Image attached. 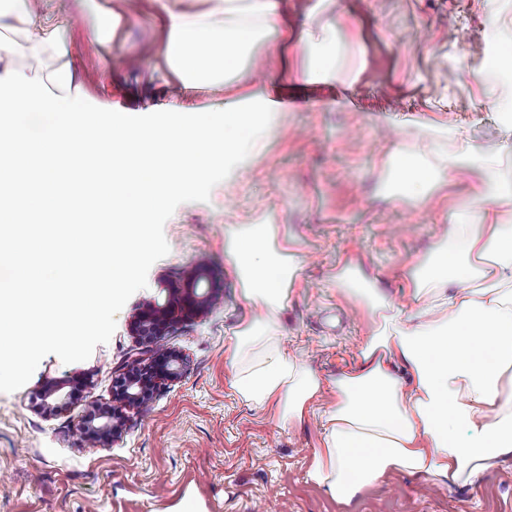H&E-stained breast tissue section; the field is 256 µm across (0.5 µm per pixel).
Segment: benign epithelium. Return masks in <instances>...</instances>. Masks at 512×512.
<instances>
[{"label": "benign epithelium", "instance_id": "obj_1", "mask_svg": "<svg viewBox=\"0 0 512 512\" xmlns=\"http://www.w3.org/2000/svg\"><path fill=\"white\" fill-rule=\"evenodd\" d=\"M209 280V267L205 262H196L187 272L185 287L168 289L167 299L163 303L146 302L137 319L133 323V333L147 337L148 343H157V337L164 336L180 322L199 316L216 305V297L206 291L197 293L198 285ZM159 377L151 385L146 386L134 377V372L128 373V381L120 400L128 407L136 410L144 409L151 403L153 393L167 380L180 376L184 357L174 351L164 348ZM76 430L84 439H92L100 448H107L120 432L119 422L115 415L100 411L82 418Z\"/></svg>", "mask_w": 512, "mask_h": 512}]
</instances>
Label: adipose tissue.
<instances>
[{
	"instance_id": "adipose-tissue-1",
	"label": "adipose tissue",
	"mask_w": 512,
	"mask_h": 512,
	"mask_svg": "<svg viewBox=\"0 0 512 512\" xmlns=\"http://www.w3.org/2000/svg\"><path fill=\"white\" fill-rule=\"evenodd\" d=\"M157 2L170 31L164 54L174 94L224 89L207 111L88 112L65 38L27 29L40 0H9L0 10V30L24 31L28 57L26 67L0 69V88L17 92L0 103V220L55 219L46 237L0 235V328L26 329L0 352L1 387L22 359L57 339L81 299L110 286L108 268L126 271L145 258V227L130 216L184 191L217 157L252 158L264 148L267 117L253 97L261 63L249 49L259 33L279 29L275 0H212L195 15L178 0ZM471 153L463 137L445 146L432 132L397 146L387 165L400 197H416L458 176L449 159ZM80 185L91 186L87 205L99 223H84L71 204ZM228 253L261 310L235 334L232 387L280 422H302L323 383L282 345L296 253L265 224L241 225ZM407 277L416 312L404 316L367 294L371 329L322 413L308 477L344 501L393 469L471 484L512 456V224L449 225ZM398 364L410 382L396 377Z\"/></svg>"
}]
</instances>
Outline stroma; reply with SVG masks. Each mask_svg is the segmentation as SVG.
I'll list each match as a JSON object with an SVG mask.
<instances>
[{
	"mask_svg": "<svg viewBox=\"0 0 512 512\" xmlns=\"http://www.w3.org/2000/svg\"><path fill=\"white\" fill-rule=\"evenodd\" d=\"M288 25L336 34V76L318 66L323 45L269 33L255 52L266 62L256 88L288 99L264 131L255 158L229 161L205 181L138 215L147 257L130 276L88 296L68 326L74 355L49 343L0 388V512H512V459L477 485L390 471L352 500L312 483L321 412L350 372L368 326L359 298L340 292L336 272L353 260L363 276L404 302V272L462 216L479 218L475 161L512 167V0H288ZM77 0H45L39 17L67 32L76 81L91 108L115 112H201L220 91L172 95L160 55L168 39L152 0L92 35ZM447 128L470 141L464 174L416 201H396L386 154L416 135ZM234 179L225 192V178ZM236 224H272L301 259L299 283L281 314L285 348L326 385L314 414L290 427L238 396L234 336L256 315L224 250ZM205 258L219 297L164 341L180 352L182 375L136 412L115 385L155 352L131 323L143 304ZM62 386L58 408L41 406ZM118 410L120 435L105 449L75 430L91 409Z\"/></svg>",
	"mask_w": 512,
	"mask_h": 512,
	"instance_id": "stroma-1",
	"label": "stroma"
}]
</instances>
